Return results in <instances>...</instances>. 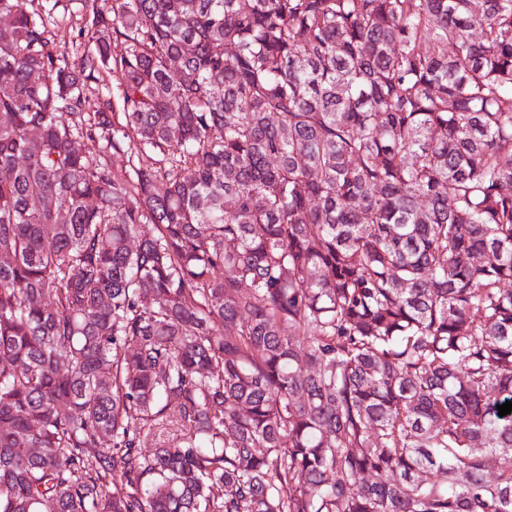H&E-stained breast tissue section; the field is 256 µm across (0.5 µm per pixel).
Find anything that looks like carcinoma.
<instances>
[{
	"label": "carcinoma",
	"instance_id": "1",
	"mask_svg": "<svg viewBox=\"0 0 512 512\" xmlns=\"http://www.w3.org/2000/svg\"><path fill=\"white\" fill-rule=\"evenodd\" d=\"M33 2L0 512H512V0ZM58 1L52 11L54 17L53 25L49 27L52 39L61 47L71 49L72 44L83 43L87 48H91V24L90 14L82 8L80 0H35L34 6L39 3V8L50 9ZM80 29L85 30V35L78 38ZM88 30L90 31L89 34ZM117 83L118 81L113 77H108L106 74L101 76L98 81L88 82L85 87V96L89 99L90 103L97 100L98 97L111 96L114 100L117 96Z\"/></svg>",
	"mask_w": 512,
	"mask_h": 512
}]
</instances>
